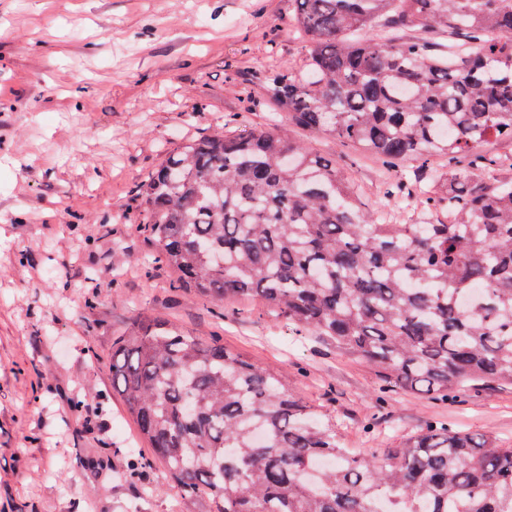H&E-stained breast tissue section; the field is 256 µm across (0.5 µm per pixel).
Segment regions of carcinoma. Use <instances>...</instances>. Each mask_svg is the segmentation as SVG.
<instances>
[{
	"label": "carcinoma",
	"mask_w": 512,
	"mask_h": 512,
	"mask_svg": "<svg viewBox=\"0 0 512 512\" xmlns=\"http://www.w3.org/2000/svg\"><path fill=\"white\" fill-rule=\"evenodd\" d=\"M310 67L264 82L288 120L375 156L388 224L334 158L273 127L170 151L139 223L181 287L250 297L370 364L448 398L512 384V0H289ZM112 385L153 456L208 512H512V445L432 421L383 454L273 371L161 317L112 346Z\"/></svg>",
	"instance_id": "1"
}]
</instances>
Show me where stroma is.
<instances>
[{
    "label": "stroma",
    "instance_id": "stroma-1",
    "mask_svg": "<svg viewBox=\"0 0 512 512\" xmlns=\"http://www.w3.org/2000/svg\"><path fill=\"white\" fill-rule=\"evenodd\" d=\"M307 63L288 0H0V512H206L112 388V343L142 316L276 371L360 453L428 421L512 444V386L443 401L384 390L257 300L194 295L154 261L141 182L183 143L267 126L265 76ZM280 129L405 222L360 149Z\"/></svg>",
    "mask_w": 512,
    "mask_h": 512
}]
</instances>
